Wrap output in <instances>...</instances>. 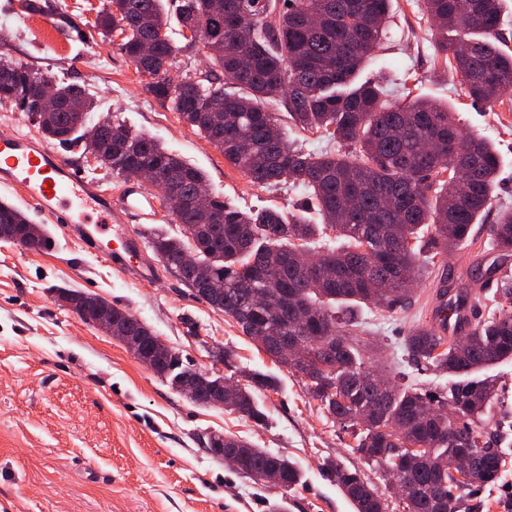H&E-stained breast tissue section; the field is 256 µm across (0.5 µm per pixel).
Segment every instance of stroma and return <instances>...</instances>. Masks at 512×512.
Wrapping results in <instances>:
<instances>
[{"label": "stroma", "instance_id": "obj_1", "mask_svg": "<svg viewBox=\"0 0 512 512\" xmlns=\"http://www.w3.org/2000/svg\"><path fill=\"white\" fill-rule=\"evenodd\" d=\"M107 2L91 0L94 10L79 19L78 30L64 31L45 17L21 12L18 0H0V33L7 37L0 56L85 86L94 103L89 124L120 121L155 137L201 170L209 192L230 206L285 212L310 206L303 188L250 183L177 113L161 107L134 64L94 28L95 10ZM168 34L179 48L171 78L205 76L203 52L187 48L178 22L170 23ZM439 41L422 0H391L383 41L358 77L378 76L390 91L406 87L447 104L468 132L494 144L501 163L486 225L475 247L449 251L440 268L419 279L410 305L348 310L367 323L374 357L387 377L433 391L447 386L448 375L407 363L402 340L413 325L430 324L439 284L492 298L487 283L497 254L488 227L502 207L512 208V104L493 112L472 104ZM109 222L127 227L142 242L119 271L56 228L38 251L0 242V512H268L269 504L281 499L288 512H354L322 470L327 458L390 491V478L353 453L350 434L327 415L301 375L276 364L222 312L193 298L164 272L150 238L156 231L181 230L166 203H159L155 220L145 224L130 222L117 205ZM57 286L126 308L195 368L212 369V350L227 347L236 357L233 379L254 370L277 376L278 390L257 396L265 425L192 403L118 339L59 306L53 295ZM481 375L497 392L486 421L497 433L506 467L496 484L476 489L472 500L477 512H512V361ZM212 434L289 457L302 469L301 484L284 495L239 477L208 451Z\"/></svg>", "mask_w": 512, "mask_h": 512}]
</instances>
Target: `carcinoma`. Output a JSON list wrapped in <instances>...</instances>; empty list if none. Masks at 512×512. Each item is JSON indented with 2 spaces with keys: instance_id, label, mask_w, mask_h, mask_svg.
Masks as SVG:
<instances>
[{
  "instance_id": "cac0c4a2",
  "label": "carcinoma",
  "mask_w": 512,
  "mask_h": 512,
  "mask_svg": "<svg viewBox=\"0 0 512 512\" xmlns=\"http://www.w3.org/2000/svg\"><path fill=\"white\" fill-rule=\"evenodd\" d=\"M27 14L79 30L63 0H24ZM188 47L208 50L211 72L204 81L169 77L180 47L167 35L162 0H111L97 14L104 35L118 33V49L147 78L157 102L194 127L257 186L288 180L310 191L321 223L299 209L267 208L258 213L230 208L196 191L205 176L153 137L121 123L89 139L92 103L82 87L59 81L0 58V102L14 101L39 114L43 138L82 147L99 156L101 167L129 179L138 170L159 178L157 195H179L186 207L174 216L183 237L156 233L151 249L163 269L189 290L198 284L180 274L184 255L193 253L212 276L224 282L213 308L232 319L243 336L266 337L274 357L283 340H305L304 355L280 365L308 380L322 408L350 433L353 452L393 478L392 493L408 483L404 512H474L472 492L495 483L505 460L492 447L483 416L495 403L489 384L469 378L475 370L512 359V318L491 313L467 327L469 348L462 352L434 327L414 325L403 343L417 366L460 378L444 395L398 384L379 396L360 378L366 367V329L340 314L344 304L377 301L407 304L399 276L435 267L436 258L474 240L475 225L491 206L499 167L494 145L465 131L440 102L409 95L386 99L380 79L355 84L384 34L390 0H178ZM503 0H424L468 97L490 112L512 102V54L501 42ZM155 41L154 53L142 54ZM54 87L60 108L36 111L28 99L35 82ZM282 101L293 123L325 132L348 148L345 154H310L283 134L274 137L277 113L267 104ZM46 225L34 224L14 205L0 201V241L31 238L47 243ZM342 241L323 247L329 235ZM495 248L512 254V211L490 228ZM512 302V275L503 271L492 299ZM112 335L150 336L153 331L116 305ZM156 375H185L176 353L156 363ZM276 379L253 372L247 383L224 397L225 409L265 422L256 394L275 389ZM406 425L399 434L391 420ZM425 454L414 458L409 449ZM207 447L222 448L242 477L284 491L303 478L299 466L264 448L222 434ZM466 454L477 463L469 479L455 478L454 461ZM323 469L352 503L355 512H388L385 493L333 459Z\"/></svg>"
}]
</instances>
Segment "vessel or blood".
I'll use <instances>...</instances> for the list:
<instances>
[{
    "mask_svg": "<svg viewBox=\"0 0 512 512\" xmlns=\"http://www.w3.org/2000/svg\"><path fill=\"white\" fill-rule=\"evenodd\" d=\"M0 186L20 190L25 203L50 223L75 231L85 250L107 253L114 269H121L141 249L140 239L130 231L116 233L108 226L116 203L111 195L45 143L21 133L0 137ZM117 203L145 220L156 201L132 187Z\"/></svg>",
    "mask_w": 512,
    "mask_h": 512,
    "instance_id": "vessel-or-blood-1",
    "label": "vessel or blood"
}]
</instances>
